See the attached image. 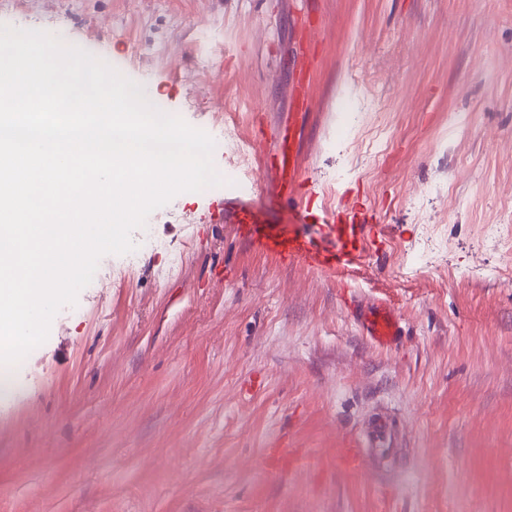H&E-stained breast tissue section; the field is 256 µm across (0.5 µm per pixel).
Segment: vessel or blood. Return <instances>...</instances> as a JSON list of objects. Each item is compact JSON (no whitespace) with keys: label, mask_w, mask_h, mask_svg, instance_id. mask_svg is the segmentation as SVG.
<instances>
[{"label":"vessel or blood","mask_w":512,"mask_h":512,"mask_svg":"<svg viewBox=\"0 0 512 512\" xmlns=\"http://www.w3.org/2000/svg\"><path fill=\"white\" fill-rule=\"evenodd\" d=\"M278 193L288 203L296 204L302 223L327 225L331 243L317 245L284 225L266 223L262 205L244 196H225L215 221L232 219L238 235L259 254L272 257L283 265L300 264L307 269L332 276H348L361 271L363 256L354 246L371 218L365 213H344L330 218L328 211L313 208L306 197L311 192L297 153L279 145L276 155ZM364 331L369 340L379 346L393 344L401 326L393 305L382 302L361 314Z\"/></svg>","instance_id":"vessel-or-blood-1"}]
</instances>
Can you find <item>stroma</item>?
I'll return each mask as SVG.
<instances>
[{
	"label": "stroma",
	"mask_w": 512,
	"mask_h": 512,
	"mask_svg": "<svg viewBox=\"0 0 512 512\" xmlns=\"http://www.w3.org/2000/svg\"><path fill=\"white\" fill-rule=\"evenodd\" d=\"M0 24L146 86L223 179L154 210V247L103 256L16 365L0 512H512V251L484 236L512 224V0H0ZM288 132L316 205L376 217L350 289L210 219L245 191L294 223L251 145ZM381 298L388 348L358 315ZM361 321L366 336L378 346L393 344L401 332L396 310L387 302H381L363 311Z\"/></svg>",
	"instance_id": "obj_1"
}]
</instances>
